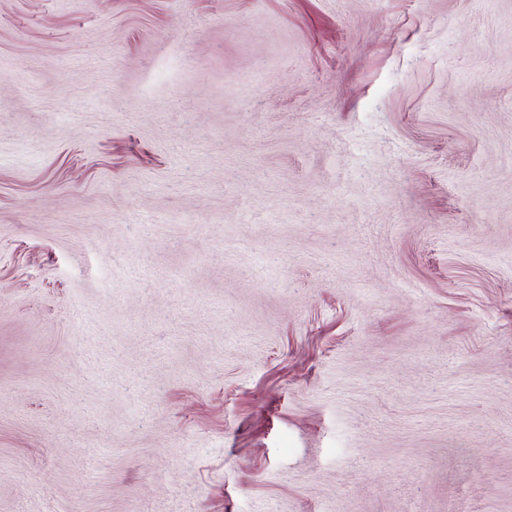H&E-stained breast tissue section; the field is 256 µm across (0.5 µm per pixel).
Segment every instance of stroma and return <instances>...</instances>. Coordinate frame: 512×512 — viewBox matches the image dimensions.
I'll return each instance as SVG.
<instances>
[{
	"label": "stroma",
	"instance_id": "1",
	"mask_svg": "<svg viewBox=\"0 0 512 512\" xmlns=\"http://www.w3.org/2000/svg\"><path fill=\"white\" fill-rule=\"evenodd\" d=\"M0 512H512V0H0Z\"/></svg>",
	"mask_w": 512,
	"mask_h": 512
}]
</instances>
